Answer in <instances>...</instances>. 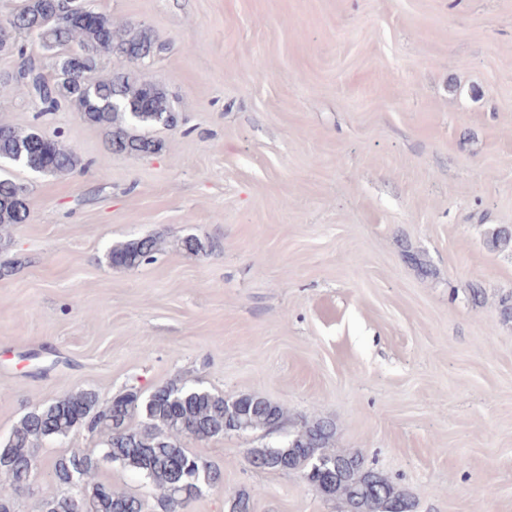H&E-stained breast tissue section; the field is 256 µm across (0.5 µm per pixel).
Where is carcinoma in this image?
I'll use <instances>...</instances> for the list:
<instances>
[{
  "instance_id": "obj_1",
  "label": "carcinoma",
  "mask_w": 512,
  "mask_h": 512,
  "mask_svg": "<svg viewBox=\"0 0 512 512\" xmlns=\"http://www.w3.org/2000/svg\"><path fill=\"white\" fill-rule=\"evenodd\" d=\"M51 0H21L16 11L0 22V56L17 58L15 70L0 79L27 96L38 111L67 108L91 125L102 128L109 151L116 156L153 153L160 144L147 130L175 127L178 113L166 90L143 69L167 50L143 24L112 27L101 16L98 24L74 25L51 8ZM32 38L53 53L54 75L45 73L44 57L27 51ZM81 65L73 69L72 57ZM117 61L104 76L105 61ZM39 174H62L77 169L75 151L56 134L36 127L21 130L0 124V161ZM29 195L19 182L0 178V226L23 224L30 216ZM160 241L154 236L129 240L108 254L113 268H133L152 260ZM491 251L512 247V226L499 225L486 239ZM141 427H132L135 416ZM281 406L257 394L226 397L198 387L166 385L149 394L131 387L102 405L93 390L66 394L25 414L5 442H0V512H16V487L28 484L39 466L38 450L47 440L68 437L85 429L103 438L101 457L141 475L156 491V512H177L197 500L203 488L224 485L221 467L201 452L184 447L182 439L209 441L228 434L283 428ZM336 423L329 418L304 419L284 442L251 448L249 465L259 471L298 472L319 495L339 501L344 512H416L417 503L382 472L369 468L355 452L334 448ZM99 457V458H101ZM99 458L72 452L52 464L56 485L68 487L78 474L87 490L82 512H143L139 498L93 481ZM228 512H254L245 491L228 497ZM40 512H76L67 492H47Z\"/></svg>"
}]
</instances>
